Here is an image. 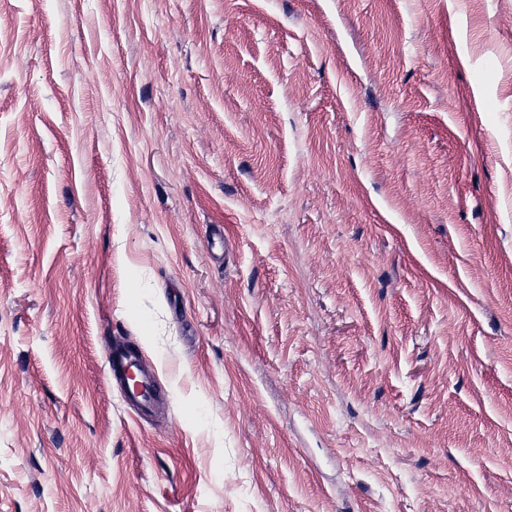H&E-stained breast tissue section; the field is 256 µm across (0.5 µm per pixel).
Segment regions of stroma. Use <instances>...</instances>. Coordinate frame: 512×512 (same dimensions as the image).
Returning <instances> with one entry per match:
<instances>
[{"label": "stroma", "instance_id": "35a3bbf8", "mask_svg": "<svg viewBox=\"0 0 512 512\" xmlns=\"http://www.w3.org/2000/svg\"><path fill=\"white\" fill-rule=\"evenodd\" d=\"M0 512H512V0H0ZM108 362L112 377L121 381H124L131 371L136 372L139 383L130 389L125 387L122 395L127 405L135 407L140 413L149 412L155 402L152 374L141 367L139 352L123 346H114Z\"/></svg>", "mask_w": 512, "mask_h": 512}]
</instances>
